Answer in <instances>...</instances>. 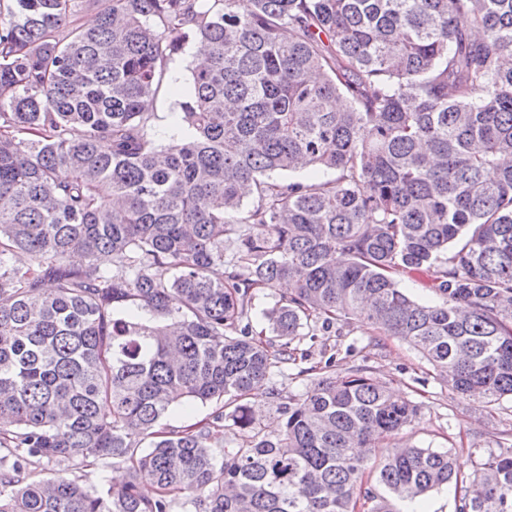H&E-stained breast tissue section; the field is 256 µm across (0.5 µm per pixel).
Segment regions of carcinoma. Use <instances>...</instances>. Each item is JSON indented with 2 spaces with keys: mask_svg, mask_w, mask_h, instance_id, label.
Segmentation results:
<instances>
[{
  "mask_svg": "<svg viewBox=\"0 0 512 512\" xmlns=\"http://www.w3.org/2000/svg\"><path fill=\"white\" fill-rule=\"evenodd\" d=\"M190 41L188 133L160 149L146 105ZM505 156L512 0H0V512H398L448 485L456 512H512L510 447L470 474L394 448L387 495L363 488L420 414L363 368L319 369L274 436L248 403L295 339L347 320L460 395L512 399ZM309 169L333 177L274 178ZM436 264L434 304L391 277ZM281 282L273 354L248 306ZM188 401L215 410L160 427ZM226 419L251 439L224 447ZM103 458L118 492L66 474ZM43 462L61 473L33 479Z\"/></svg>",
  "mask_w": 512,
  "mask_h": 512,
  "instance_id": "obj_1",
  "label": "carcinoma"
}]
</instances>
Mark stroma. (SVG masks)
I'll return each instance as SVG.
<instances>
[{"mask_svg": "<svg viewBox=\"0 0 512 512\" xmlns=\"http://www.w3.org/2000/svg\"><path fill=\"white\" fill-rule=\"evenodd\" d=\"M196 65L192 47L175 55L167 65L163 84L151 101L144 132L158 147H167L171 139L168 123L179 110V99L172 86L189 88ZM294 361L273 368L268 385L251 404L266 432L276 431L283 417L279 404L305 393L310 377L305 370L332 362L335 371L354 366L366 368L386 381L392 391L420 405V416L413 427L404 429L386 441L384 448L372 452V461L386 456L388 449L416 444L453 450L457 467L472 472L478 452H495L512 445V401L503 400L496 410H488L483 398L462 396L448 385L438 372L408 344L391 336L368 333L355 321L339 323L328 329H316L314 337L296 344Z\"/></svg>", "mask_w": 512, "mask_h": 512, "instance_id": "stroma-1", "label": "stroma"}]
</instances>
